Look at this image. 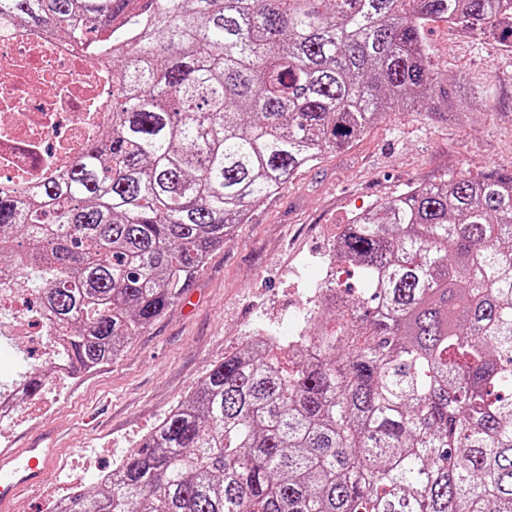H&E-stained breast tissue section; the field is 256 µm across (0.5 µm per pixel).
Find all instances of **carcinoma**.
<instances>
[{
    "instance_id": "1",
    "label": "carcinoma",
    "mask_w": 512,
    "mask_h": 512,
    "mask_svg": "<svg viewBox=\"0 0 512 512\" xmlns=\"http://www.w3.org/2000/svg\"><path fill=\"white\" fill-rule=\"evenodd\" d=\"M0 0L96 53L112 132L0 195V290L91 372L162 316L248 212L393 112L448 114L427 25L512 52V0ZM288 365L252 339L71 512H512V171L355 214ZM334 327L328 328V317ZM22 396L43 373L25 367Z\"/></svg>"
}]
</instances>
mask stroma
Returning <instances> with one entry per match:
<instances>
[{
    "instance_id": "stroma-1",
    "label": "stroma",
    "mask_w": 512,
    "mask_h": 512,
    "mask_svg": "<svg viewBox=\"0 0 512 512\" xmlns=\"http://www.w3.org/2000/svg\"><path fill=\"white\" fill-rule=\"evenodd\" d=\"M426 39L441 79L464 77L481 106L439 121L425 112L390 115L352 146L326 151L217 250L182 300L128 341L112 361L71 383L48 380L21 403L29 419L0 423L15 443L55 432L57 475L81 487L139 446L202 382L212 364L243 349L258 330H285L315 287L334 238L352 214L449 174L512 169V55L479 31L441 21ZM93 457V468L77 459Z\"/></svg>"
}]
</instances>
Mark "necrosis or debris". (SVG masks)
<instances>
[{"instance_id":"obj_1","label":"necrosis or debris","mask_w":512,"mask_h":512,"mask_svg":"<svg viewBox=\"0 0 512 512\" xmlns=\"http://www.w3.org/2000/svg\"><path fill=\"white\" fill-rule=\"evenodd\" d=\"M112 91L111 72L81 47L0 21V191L71 166L111 121Z\"/></svg>"}]
</instances>
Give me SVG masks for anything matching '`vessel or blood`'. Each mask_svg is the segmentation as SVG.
<instances>
[{
	"label": "vessel or blood",
	"mask_w": 512,
	"mask_h": 512,
	"mask_svg": "<svg viewBox=\"0 0 512 512\" xmlns=\"http://www.w3.org/2000/svg\"><path fill=\"white\" fill-rule=\"evenodd\" d=\"M58 457V449L49 445L0 447V512H13L14 501L23 491L42 487Z\"/></svg>",
	"instance_id": "1"
}]
</instances>
